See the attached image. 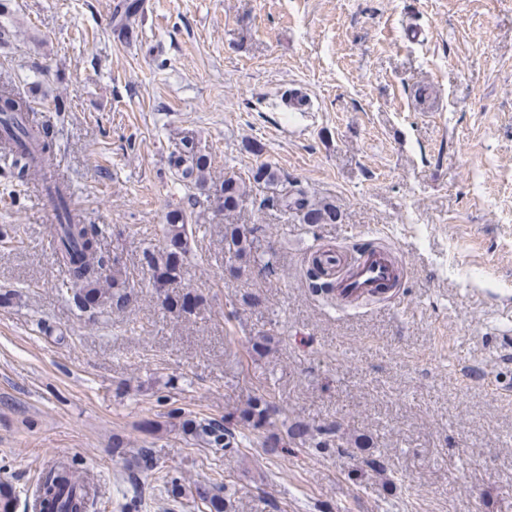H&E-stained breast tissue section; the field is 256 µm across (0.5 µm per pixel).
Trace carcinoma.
Listing matches in <instances>:
<instances>
[{"label": "carcinoma", "mask_w": 512, "mask_h": 512, "mask_svg": "<svg viewBox=\"0 0 512 512\" xmlns=\"http://www.w3.org/2000/svg\"><path fill=\"white\" fill-rule=\"evenodd\" d=\"M54 155V141L44 132L37 114L30 112L29 104L21 96L15 81L0 80V159L10 169L13 178L24 181L32 166ZM208 156L201 153L195 136L185 134L175 143L170 153V164L181 181H189L198 189L206 186L205 171ZM263 192L261 206H276L299 215L304 224L336 223V207L329 203H313L300 190L283 187L279 173L262 164L250 171L248 178L229 177L216 196L206 195L230 211L239 206L253 190ZM48 191L58 200V215L55 225L58 244L56 256L68 271V279L60 293L81 313L102 311L107 307H121L127 296L101 287L110 278L117 281L119 270L110 268V259L98 254L97 241L102 228L86 224L80 213L70 209V188L55 184ZM186 211L170 210L166 215V235L163 246L146 253L145 260L154 273V283L162 288L180 277L189 251ZM256 228H243L237 224L224 226V252L228 254L230 272L235 277L257 273L272 274L275 266L272 259L250 261L255 249ZM282 412L266 391L251 397L236 416L217 421L201 419L194 422L193 433L202 438L211 448L231 449L242 445L253 431L266 433L261 442L265 452L273 454L288 447L272 430L280 423ZM291 443L301 448H335L336 428H314L308 424L295 423L286 428ZM40 512H87L90 495L75 477L71 465L66 463L55 470L44 473L38 482ZM196 495L207 512H232L228 486H210L196 490Z\"/></svg>", "instance_id": "cac0c4a2"}]
</instances>
